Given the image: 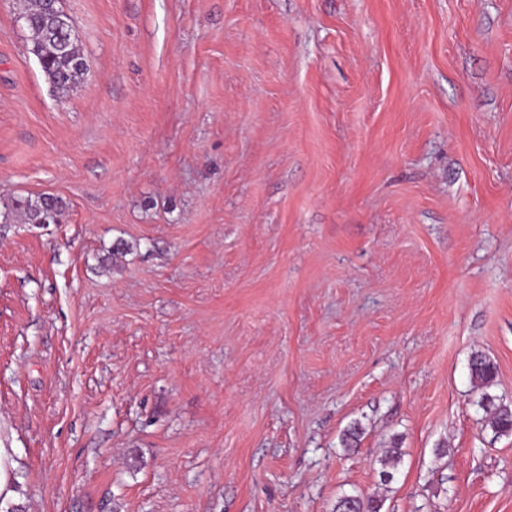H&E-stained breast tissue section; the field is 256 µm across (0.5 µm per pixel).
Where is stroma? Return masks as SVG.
<instances>
[{
  "label": "stroma",
  "mask_w": 512,
  "mask_h": 512,
  "mask_svg": "<svg viewBox=\"0 0 512 512\" xmlns=\"http://www.w3.org/2000/svg\"><path fill=\"white\" fill-rule=\"evenodd\" d=\"M0 0V512H512V0ZM399 446L390 483L380 458ZM18 17L30 32L28 52L57 91H72L86 73L87 65L78 42L64 43L55 35V15L49 0H23ZM3 207V212H2ZM1 207V224H11L18 217L24 224H39L41 218L47 214L41 224H56L51 211L55 212L61 219L66 211L67 203L63 198L53 194L14 197L4 201ZM496 365L484 355H475L471 359L470 374L473 388L481 391L479 403L490 410V427L495 435H509L512 433V408L507 405H496L485 389L491 386L496 376ZM380 504L373 498L361 499L355 496L340 498L335 506V512H379Z\"/></svg>",
  "instance_id": "35a3bbf8"
}]
</instances>
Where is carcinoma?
I'll return each mask as SVG.
<instances>
[{"label":"carcinoma","instance_id":"cac0c4a2","mask_svg":"<svg viewBox=\"0 0 512 512\" xmlns=\"http://www.w3.org/2000/svg\"><path fill=\"white\" fill-rule=\"evenodd\" d=\"M18 16L23 18L31 35L28 52L37 59L46 79L61 93L73 90L86 73V61L79 43H64L55 35V15L49 0H23ZM66 208V201L53 194L14 197L3 202L0 222L10 224L19 218L25 224H38L51 211L63 216ZM496 371L494 362L484 355L471 359V382L473 388L481 392L479 403L491 412L490 427L497 436L509 435L512 433V408L495 404L494 398L485 392ZM335 512H380V504L373 498L344 496L337 501Z\"/></svg>","mask_w":512,"mask_h":512}]
</instances>
